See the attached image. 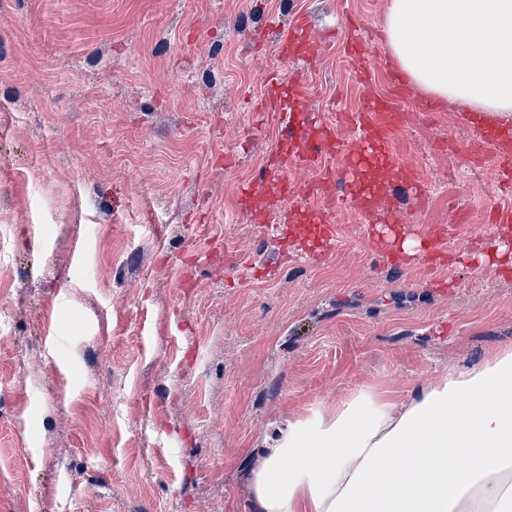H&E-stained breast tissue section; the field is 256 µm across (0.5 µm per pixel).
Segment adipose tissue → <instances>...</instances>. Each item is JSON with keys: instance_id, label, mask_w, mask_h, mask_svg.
I'll return each instance as SVG.
<instances>
[{"instance_id": "1", "label": "adipose tissue", "mask_w": 512, "mask_h": 512, "mask_svg": "<svg viewBox=\"0 0 512 512\" xmlns=\"http://www.w3.org/2000/svg\"><path fill=\"white\" fill-rule=\"evenodd\" d=\"M386 44L428 100L512 116V0H384ZM260 512H512V350L398 402L360 389L278 430Z\"/></svg>"}]
</instances>
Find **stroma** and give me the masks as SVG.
Returning a JSON list of instances; mask_svg holds the SVG:
<instances>
[{"label":"stroma","instance_id":"stroma-1","mask_svg":"<svg viewBox=\"0 0 512 512\" xmlns=\"http://www.w3.org/2000/svg\"><path fill=\"white\" fill-rule=\"evenodd\" d=\"M300 12L322 50L295 70L275 49ZM383 24L384 0H0V512H257L286 421L512 348V265L479 260L512 251L499 149L401 83ZM273 72L345 142L344 113L397 94L416 181L369 216L337 202L322 261L246 279L281 250L237 197L281 137L253 125ZM388 211L421 243L453 226L443 263L382 256Z\"/></svg>","mask_w":512,"mask_h":512}]
</instances>
